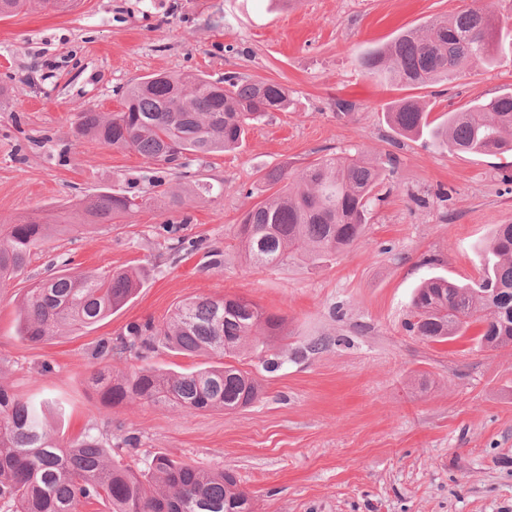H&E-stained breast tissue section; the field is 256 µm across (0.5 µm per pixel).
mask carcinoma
<instances>
[{
	"instance_id": "carcinoma-1",
	"label": "carcinoma",
	"mask_w": 512,
	"mask_h": 512,
	"mask_svg": "<svg viewBox=\"0 0 512 512\" xmlns=\"http://www.w3.org/2000/svg\"><path fill=\"white\" fill-rule=\"evenodd\" d=\"M72 0H0V14L14 15L34 4L65 11ZM499 53L494 14L488 7L465 8L407 29L359 59L369 77L410 88L459 79L492 65ZM288 88L226 73L219 78L193 73L154 74L132 82L118 112L91 107L76 114L81 137L138 153L168 170L185 169L192 156L242 146L249 126L270 112H286ZM400 135L424 132L450 152L504 155L512 152V94L448 113L440 122L414 97L387 111ZM385 163L355 151L322 157L299 170L278 168L266 175L272 193L249 209L237 237L249 263L316 265L342 253L363 237L374 189ZM153 198L123 192L91 194L73 209L31 213L0 231V290L23 272L31 254L72 224H112L151 205ZM492 262L471 285L431 278L418 288L407 331L433 343L453 341L478 327L487 351L512 345V224H498L491 241ZM134 271L85 275L52 274L23 301L20 336L39 343L65 331L90 328L122 308L139 287ZM286 319L240 296L197 297L179 304L161 325L131 323L115 340L97 344L94 358L112 351H139L155 342L182 355L238 358L261 355L286 336ZM92 383L116 406L128 399L175 408L185 414L246 408L261 396V385L230 364L171 374L139 369L120 380L99 371ZM37 404L0 384V501L13 512H80L97 498L109 512H253L233 473L202 469L158 452L134 465L109 460L110 449L86 435L65 441Z\"/></svg>"
}]
</instances>
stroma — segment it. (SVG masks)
Returning a JSON list of instances; mask_svg holds the SVG:
<instances>
[{"label": "stroma", "mask_w": 512, "mask_h": 512, "mask_svg": "<svg viewBox=\"0 0 512 512\" xmlns=\"http://www.w3.org/2000/svg\"><path fill=\"white\" fill-rule=\"evenodd\" d=\"M485 3L501 20L493 67L412 91L358 64L400 29ZM164 71L276 82L292 104L184 175L77 134L80 108L119 110L127 84ZM0 88V224L113 189L186 198L118 224L75 225L0 292V383L64 403L66 415L49 419L56 433L93 434L128 464L166 451L229 470L255 512H512V345L487 352L471 332L431 343L404 328L423 282L479 279L496 225L512 224V153H451L386 119L409 95L437 118L512 93V0H81L75 12L0 18ZM354 149L392 162L364 237L315 266L250 265L237 226L268 196L265 174ZM131 269L142 284L108 320L40 343L20 336L19 305L47 275ZM224 295L287 320L272 348L277 370L240 359L262 386L259 401L192 415L100 403L95 369L119 379L204 363L161 345L98 361L100 340L163 322L187 299ZM129 435L137 448L121 447Z\"/></svg>", "instance_id": "stroma-1"}]
</instances>
